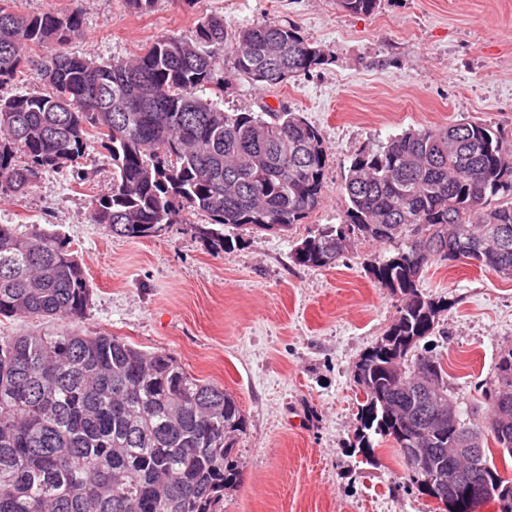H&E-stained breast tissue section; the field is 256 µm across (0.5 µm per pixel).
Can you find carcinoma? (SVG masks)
<instances>
[{
	"label": "carcinoma",
	"instance_id": "obj_1",
	"mask_svg": "<svg viewBox=\"0 0 512 512\" xmlns=\"http://www.w3.org/2000/svg\"><path fill=\"white\" fill-rule=\"evenodd\" d=\"M379 2L336 0L363 14ZM82 24V0L61 15L19 14L0 0V87L22 68L45 87L0 96V197L27 193L45 172L76 168L97 147L112 163V186L91 220L118 237H154L189 210L208 217L199 233L218 250L226 226L286 231L318 208L327 158L319 131L286 108L226 112L215 96L226 59L250 83L276 86L327 64L324 50L275 20L241 28L229 48L224 18L210 13L188 37L162 36L134 58L101 61L68 50ZM345 190L343 223L300 243L297 263L331 266L360 240L404 239L370 266L404 305L352 370L364 396L359 450L372 457V434L399 449L428 429L437 448L481 437L465 412L456 427H430L448 411L447 373L417 348L445 304L418 285L434 257L512 278V140L472 120L404 132L362 149ZM91 296L66 236L0 224V319L77 322ZM421 366L445 399L422 404L402 386ZM499 384L512 387V347L483 390L492 411ZM245 430L229 391L164 350L73 327L0 336V512H220L224 491L240 479L234 445ZM491 435L512 458V423ZM481 464L474 478L491 485L501 512H512V487L488 453Z\"/></svg>",
	"mask_w": 512,
	"mask_h": 512
}]
</instances>
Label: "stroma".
<instances>
[{"label":"stroma","instance_id":"obj_1","mask_svg":"<svg viewBox=\"0 0 512 512\" xmlns=\"http://www.w3.org/2000/svg\"><path fill=\"white\" fill-rule=\"evenodd\" d=\"M73 52L129 58L159 37L191 35L203 14L223 16L228 38L246 24L279 20L321 46L331 62L279 86L259 87L222 65L228 112L262 106L299 113L327 152L320 206L289 231L228 227L214 251L187 213L160 236L126 239L90 220L112 183L101 149L81 161L86 179L46 172L25 195L0 198V224H50L78 253L92 288L79 324L173 354L195 377L238 400L247 429L236 445L241 476L224 512H432L408 491L392 441L372 460L358 451L363 401L352 369L389 330L400 303L369 272L394 249L363 242L330 267L297 264L304 239L342 223L345 174L364 147L412 128L468 119L512 137V0H381L370 14L336 0H84ZM444 300L434 336L420 350L440 358L448 389L479 420L482 386L501 348L512 346V280L471 261L432 259L419 282Z\"/></svg>","mask_w":512,"mask_h":512}]
</instances>
